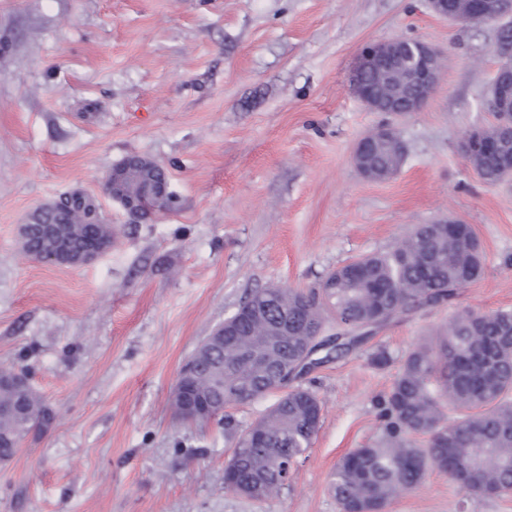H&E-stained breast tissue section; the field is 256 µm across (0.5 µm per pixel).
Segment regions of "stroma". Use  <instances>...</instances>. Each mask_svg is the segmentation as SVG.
<instances>
[{"instance_id":"35a3bbf8","label":"stroma","mask_w":512,"mask_h":512,"mask_svg":"<svg viewBox=\"0 0 512 512\" xmlns=\"http://www.w3.org/2000/svg\"><path fill=\"white\" fill-rule=\"evenodd\" d=\"M497 37L430 0H0V368L27 373L52 417L0 464V512H339L336 466L380 438L406 352L454 309H512V178L484 184L461 149L494 122ZM392 38L444 54L419 111L371 112L351 91L361 49ZM382 126L406 158L368 181L352 154ZM131 155L172 193L148 224L102 190ZM76 189L116 245L79 267L26 257L20 226ZM451 216L473 228L482 276L455 308L397 317L304 379L322 422L277 498L226 491L223 422L172 407L183 364L249 292L320 289ZM387 512H512V497L432 471Z\"/></svg>"}]
</instances>
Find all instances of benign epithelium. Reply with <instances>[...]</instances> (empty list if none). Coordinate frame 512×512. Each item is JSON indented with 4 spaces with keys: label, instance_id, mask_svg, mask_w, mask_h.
<instances>
[{
    "label": "benign epithelium",
    "instance_id": "7a95c632",
    "mask_svg": "<svg viewBox=\"0 0 512 512\" xmlns=\"http://www.w3.org/2000/svg\"><path fill=\"white\" fill-rule=\"evenodd\" d=\"M439 16L455 22L482 24L501 22L512 18V0H456V7L448 9V0H430ZM501 63L491 79L489 108L498 115L500 133L512 138V43L500 41L495 47ZM443 71L442 53L422 39L395 38L367 45L358 56L351 76V90L361 103L372 112H416L429 100L440 82ZM381 139L396 142L398 162H403L405 146L395 133L380 128L357 144L353 160L359 174L366 180L389 178L397 168L382 171L367 159L368 148ZM494 147L483 129L471 131L462 143L466 158L489 151ZM146 159L134 156L112 168L105 179V194L135 217L142 211L158 214L170 202L168 181H155L140 191L130 187L134 176ZM109 246L90 244L75 251L68 244L41 261L52 265L83 266L105 253ZM175 396L187 418L208 421L214 418V405L207 393L198 390L195 368L183 366L174 383Z\"/></svg>",
    "mask_w": 512,
    "mask_h": 512
}]
</instances>
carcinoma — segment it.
<instances>
[{"mask_svg":"<svg viewBox=\"0 0 512 512\" xmlns=\"http://www.w3.org/2000/svg\"><path fill=\"white\" fill-rule=\"evenodd\" d=\"M489 185L502 180L497 153L472 161ZM71 243H114L94 201L79 192L61 204ZM57 222L45 210L27 227L24 253L36 259L56 248L44 225ZM484 254L468 224L444 229L415 225L393 249L363 255L326 276L308 293L268 287L238 306L234 335L196 356L197 386L215 397L244 403L278 389L276 374L296 380L313 363L316 349L349 352L373 329L399 313L454 304L459 288L478 279ZM349 336L345 342L318 336L326 315ZM288 335H281L283 319ZM512 310L455 313L434 342L405 356L390 391L377 404L382 437L354 448L336 467L332 489L341 512H385L400 493L419 487L436 470L469 495L512 496ZM224 431L235 440L238 460L224 489L260 499L275 497L320 429L322 407L307 388L290 387L247 429L232 414ZM49 423L39 395L21 399L0 389V457L31 430Z\"/></svg>","mask_w":512,"mask_h":512,"instance_id":"obj_1","label":"carcinoma"}]
</instances>
